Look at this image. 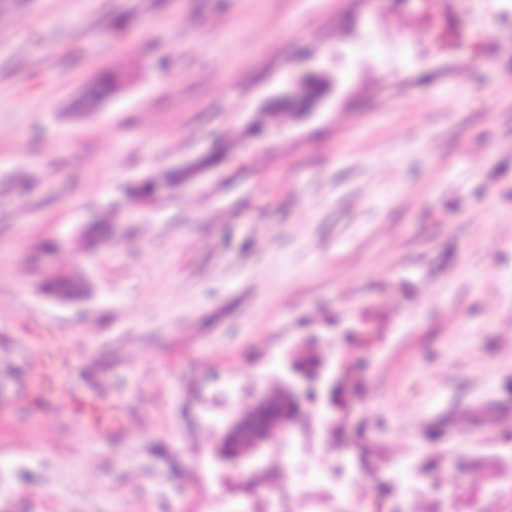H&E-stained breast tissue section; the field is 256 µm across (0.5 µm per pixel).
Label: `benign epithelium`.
<instances>
[{"label":"benign epithelium","instance_id":"1","mask_svg":"<svg viewBox=\"0 0 512 512\" xmlns=\"http://www.w3.org/2000/svg\"><path fill=\"white\" fill-rule=\"evenodd\" d=\"M308 73L293 81L294 89L281 95L279 101L291 108L310 110L321 95L306 96ZM347 364L332 366L319 352L317 339L310 337L301 342L287 357L283 387L286 399L271 403L267 395H259L249 411L233 416L224 426L221 444L227 451L219 454L220 460L239 470L267 467L269 450L283 447L286 431L309 408H320L326 417L334 420L343 414L336 401V373H345Z\"/></svg>","mask_w":512,"mask_h":512}]
</instances>
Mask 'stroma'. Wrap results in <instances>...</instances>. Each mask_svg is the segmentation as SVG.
Segmentation results:
<instances>
[{"label":"stroma","instance_id":"1","mask_svg":"<svg viewBox=\"0 0 512 512\" xmlns=\"http://www.w3.org/2000/svg\"><path fill=\"white\" fill-rule=\"evenodd\" d=\"M6 2L0 512H512V0ZM310 334L349 415L292 425L269 504L218 444ZM311 77H317L321 80L319 75L315 73H308L298 80H294V89L281 95L278 100L281 102H287L288 107L309 111L322 97L324 92L323 89L316 96L306 97V81ZM40 289L64 300H74L81 296L84 284L73 275L58 273L43 277L39 283Z\"/></svg>","mask_w":512,"mask_h":512}]
</instances>
